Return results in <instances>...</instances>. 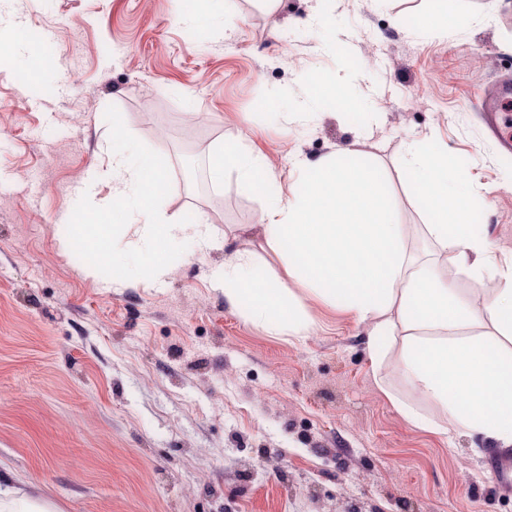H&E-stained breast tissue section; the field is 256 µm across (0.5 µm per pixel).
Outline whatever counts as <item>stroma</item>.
Listing matches in <instances>:
<instances>
[{
    "mask_svg": "<svg viewBox=\"0 0 512 512\" xmlns=\"http://www.w3.org/2000/svg\"><path fill=\"white\" fill-rule=\"evenodd\" d=\"M434 0H0L14 27L0 58V482L61 512H512L479 439L414 428L388 399L437 410L392 367L374 382L362 327L314 305L305 341L232 307L211 273L229 250L173 252L164 285L116 282L64 246L63 214L102 175L105 139L127 121L159 151L156 206L202 216L216 238L260 251L264 198L217 141L267 157L287 182L302 157L358 152L383 169L404 224H423L402 161L447 152L480 185L481 214L512 250V156L487 135L479 99L512 70V0H447L460 25L421 28ZM51 58L35 79L33 54ZM339 82L364 112L315 98Z\"/></svg>",
    "mask_w": 512,
    "mask_h": 512,
    "instance_id": "35a3bbf8",
    "label": "stroma"
}]
</instances>
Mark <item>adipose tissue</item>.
<instances>
[{
    "label": "adipose tissue",
    "instance_id": "adipose-tissue-1",
    "mask_svg": "<svg viewBox=\"0 0 512 512\" xmlns=\"http://www.w3.org/2000/svg\"><path fill=\"white\" fill-rule=\"evenodd\" d=\"M112 161V221L90 229L85 216L68 218L69 246L89 264L110 263L114 279L163 282L168 254L185 242L220 248L202 219L166 217L152 202L168 187L163 153L133 148L125 120L113 118L107 141ZM234 167L265 198L264 239L277 265L259 264L236 251L214 271L228 303L250 320L300 342L314 320L307 304L319 301L356 321L364 349L383 384L387 355L405 382L444 416L435 421L399 397L396 411L411 425L440 435L480 438L489 449H512V256L496 249L486 224L474 216L473 182L439 151L411 147L407 169L420 185L427 224L399 223L385 181L367 163L305 158L303 178L283 185L263 174L261 156L217 144L209 179L224 182ZM448 256L470 281L476 297L449 286L438 256ZM493 287H484V280Z\"/></svg>",
    "mask_w": 512,
    "mask_h": 512
}]
</instances>
